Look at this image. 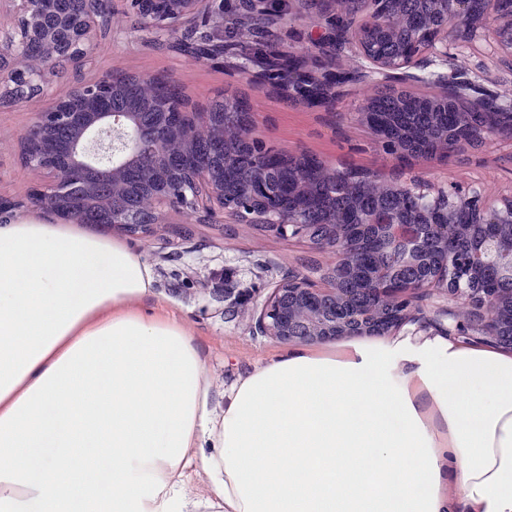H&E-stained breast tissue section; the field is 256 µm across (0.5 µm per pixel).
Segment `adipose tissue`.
Returning <instances> with one entry per match:
<instances>
[{
	"instance_id": "1",
	"label": "adipose tissue",
	"mask_w": 512,
	"mask_h": 512,
	"mask_svg": "<svg viewBox=\"0 0 512 512\" xmlns=\"http://www.w3.org/2000/svg\"><path fill=\"white\" fill-rule=\"evenodd\" d=\"M153 283L107 236L0 225V512H512V351L413 327L310 344L218 413L181 322L136 309ZM186 493L197 499H205L210 494L208 474L201 460H195L187 471Z\"/></svg>"
}]
</instances>
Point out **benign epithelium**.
<instances>
[{"label":"benign epithelium","instance_id":"obj_1","mask_svg":"<svg viewBox=\"0 0 512 512\" xmlns=\"http://www.w3.org/2000/svg\"><path fill=\"white\" fill-rule=\"evenodd\" d=\"M16 16L15 26L0 30V47L11 52L0 55V102L4 95L19 86L30 89V96L48 98L45 109L37 113L33 124L22 134L21 143L34 173L48 179L49 190L35 189L30 206L53 214H61L57 205L86 171H99L110 182L112 228L131 235L146 233L161 223L165 209L185 206L203 209L208 215L221 211L238 224H258L282 237L308 240L320 250L336 255L327 273V286L319 287L308 277L293 273L273 288L252 315L253 335L281 343H327L356 336H384L407 324H424L421 302L432 295L445 294L455 304V323L451 333L463 332L472 340H481L500 348L512 349V235L506 242L497 237H480L478 245L465 261H460L448 248L459 232L454 224L455 211L469 210L473 224L468 233L490 224L512 221V204L502 209L479 191L461 186L440 187L431 194L415 180L387 182L378 172L366 177L371 197L382 204L371 209L360 224L350 223L347 214L339 213L331 224H310L301 211L288 209V202L308 200L318 187L346 178V172L333 169L321 161L270 154L253 137L252 113L233 124L217 119L213 112H189L186 103L167 96L155 85L156 78L137 76L145 86L154 88L162 108L153 136L141 124L139 112H112L99 101L112 93V78L102 77L92 83L80 82L65 98L49 96L51 76L57 54L48 50L42 57L26 51L31 40L50 41L46 20L54 12L55 0H8ZM129 9L147 26L151 36L166 43L170 32L183 21L205 24L214 44L204 56L225 58L224 0H126ZM85 12L75 20H60L67 28L60 46L73 64L84 62L92 51L102 25V13L113 9L114 0H84ZM369 14L367 34H347L336 25V17H346L348 0H319V9L310 21L308 45L332 55L338 64L345 48L373 72L384 76L399 75L422 85H440L442 91L426 97L432 112H450L465 106L481 116L483 134L487 138L504 133L495 121L499 113L512 112V86L490 89L462 75L448 76L432 71L426 76L410 72L412 68H428L448 64V45L464 47L476 36L481 26L489 42L512 53V11L503 9L501 0H484V9L474 14L469 0H443V19L433 24L435 33L430 47L419 52L397 50L405 33L414 23V0H366ZM238 68L256 83L263 81V66L242 59ZM344 76L332 69L308 65L305 55L296 56L279 88L301 101H318L332 105ZM76 99L86 102L88 111L70 112ZM358 118L379 137L387 151L398 157L409 154L404 146L388 138L384 113L374 96L361 105ZM60 126L72 127L66 148V163L60 165L54 155L39 150L47 131ZM204 139L233 143L248 149L254 156L270 154L257 164L256 177L246 189L233 187L235 162L224 158L223 172L217 177L211 169L195 163L178 171L166 164L173 150L183 157L194 155ZM467 148V134L461 130L453 137L433 139L429 155H450ZM155 156L153 173L145 182V196L151 200L148 223L120 204L125 192L123 179L131 167L140 165L145 154ZM288 170L291 175L277 181L275 191L268 189L267 176L273 169ZM396 198L411 210H391L384 201ZM391 252L400 266L414 256L430 253L428 272L407 288L399 285L394 268L379 261L380 254ZM495 264L509 288H483L474 266Z\"/></svg>","mask_w":512,"mask_h":512}]
</instances>
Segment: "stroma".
Wrapping results in <instances>:
<instances>
[{"label":"stroma","mask_w":512,"mask_h":512,"mask_svg":"<svg viewBox=\"0 0 512 512\" xmlns=\"http://www.w3.org/2000/svg\"><path fill=\"white\" fill-rule=\"evenodd\" d=\"M112 25L115 38L97 41L82 69L66 66L52 78L54 96L68 95L77 82H91L119 71L149 73L172 80L190 108L206 110L214 99L236 95L255 114L254 135L271 150L309 155L339 170H379L391 178L413 176L434 183H465L484 190L496 204L512 200V140L499 137L476 149L446 158L397 161L385 154L373 132L355 117L364 93L401 80L357 66L347 56L353 78L342 86V97L331 106L289 100L275 89L251 83L237 71L204 63L153 42L116 0ZM449 73H462L485 86L512 85V54L495 49L483 38L456 50ZM36 97L0 107V200L15 203L17 220L53 221V214L28 204L40 180L22 159L20 136L44 109ZM104 234L122 240L154 271L153 294L138 302L147 316L177 317L205 361L212 404L224 409V390L255 366L288 352L287 344L252 335L250 314L289 273L320 280L334 261L328 251L309 241L283 238L255 224H228L222 214L199 221L187 209H171L148 235L124 236L104 227Z\"/></svg>","instance_id":"1"}]
</instances>
